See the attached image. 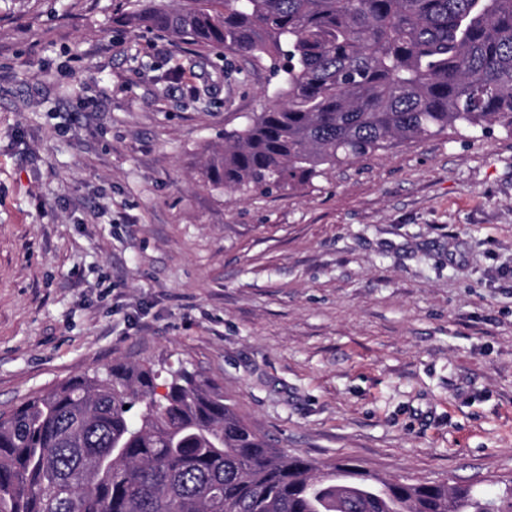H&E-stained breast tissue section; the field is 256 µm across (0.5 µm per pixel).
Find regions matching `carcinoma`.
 <instances>
[{"mask_svg":"<svg viewBox=\"0 0 512 512\" xmlns=\"http://www.w3.org/2000/svg\"><path fill=\"white\" fill-rule=\"evenodd\" d=\"M122 23L283 73L205 182L293 190L399 141L512 135V0H121ZM115 364L0 413V512H512V484L392 482L269 447L185 368Z\"/></svg>","mask_w":512,"mask_h":512,"instance_id":"1","label":"carcinoma"}]
</instances>
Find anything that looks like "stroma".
<instances>
[{"instance_id": "obj_1", "label": "stroma", "mask_w": 512, "mask_h": 512, "mask_svg": "<svg viewBox=\"0 0 512 512\" xmlns=\"http://www.w3.org/2000/svg\"><path fill=\"white\" fill-rule=\"evenodd\" d=\"M269 62L0 0V413L117 362L198 372L275 448L512 480V135L404 141L270 195L201 171Z\"/></svg>"}]
</instances>
